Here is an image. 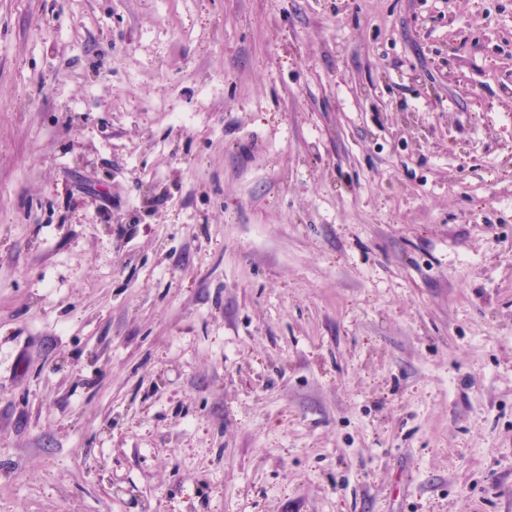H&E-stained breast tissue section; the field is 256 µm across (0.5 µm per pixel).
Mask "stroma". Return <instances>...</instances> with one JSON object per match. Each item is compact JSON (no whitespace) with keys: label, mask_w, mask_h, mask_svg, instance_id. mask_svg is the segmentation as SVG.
I'll return each instance as SVG.
<instances>
[{"label":"stroma","mask_w":512,"mask_h":512,"mask_svg":"<svg viewBox=\"0 0 512 512\" xmlns=\"http://www.w3.org/2000/svg\"><path fill=\"white\" fill-rule=\"evenodd\" d=\"M0 512H512V0H0Z\"/></svg>","instance_id":"35a3bbf8"}]
</instances>
